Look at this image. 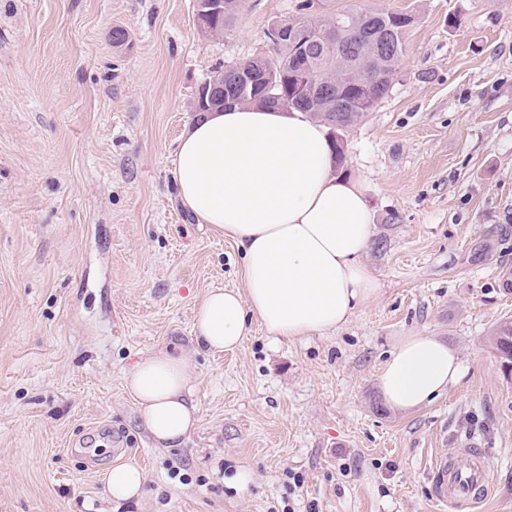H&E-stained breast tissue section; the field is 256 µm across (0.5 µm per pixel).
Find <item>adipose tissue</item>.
Masks as SVG:
<instances>
[{"instance_id":"obj_1","label":"adipose tissue","mask_w":512,"mask_h":512,"mask_svg":"<svg viewBox=\"0 0 512 512\" xmlns=\"http://www.w3.org/2000/svg\"><path fill=\"white\" fill-rule=\"evenodd\" d=\"M174 165L182 206L242 253L243 290L210 289L195 310L197 347L235 349L256 322L278 339L324 333L377 293L363 261L373 235L366 189L335 173L327 131L305 112L233 104L203 113L182 135ZM193 356L150 351L128 371L157 447H179L197 426ZM460 374L455 348L413 334L395 343L378 389L390 408L412 411Z\"/></svg>"}]
</instances>
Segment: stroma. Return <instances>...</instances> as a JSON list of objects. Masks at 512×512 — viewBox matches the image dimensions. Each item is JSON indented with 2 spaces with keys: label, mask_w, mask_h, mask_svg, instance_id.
Listing matches in <instances>:
<instances>
[{
  "label": "stroma",
  "mask_w": 512,
  "mask_h": 512,
  "mask_svg": "<svg viewBox=\"0 0 512 512\" xmlns=\"http://www.w3.org/2000/svg\"><path fill=\"white\" fill-rule=\"evenodd\" d=\"M297 2L247 0L210 36L196 0H0V512H442L428 466L469 433L493 480L479 512H512V371L492 336L512 320V0H320L418 17L387 97L339 138L379 290L334 331L256 323L198 352L183 446L140 427L131 365L191 346L205 292L243 285L238 249L176 196L195 91L270 54ZM416 333L463 372L399 412L377 377ZM124 462L146 483L118 502L105 474Z\"/></svg>",
  "instance_id": "35a3bbf8"
}]
</instances>
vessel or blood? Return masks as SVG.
Returning <instances> with one entry per match:
<instances>
[{"label":"vessel or blood","mask_w":512,"mask_h":512,"mask_svg":"<svg viewBox=\"0 0 512 512\" xmlns=\"http://www.w3.org/2000/svg\"><path fill=\"white\" fill-rule=\"evenodd\" d=\"M437 503L450 512H473L491 492L490 473L474 439L436 456L429 468Z\"/></svg>","instance_id":"1"}]
</instances>
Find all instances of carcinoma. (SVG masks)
Masks as SVG:
<instances>
[{
	"mask_svg": "<svg viewBox=\"0 0 512 512\" xmlns=\"http://www.w3.org/2000/svg\"><path fill=\"white\" fill-rule=\"evenodd\" d=\"M246 0H234V5L223 15L211 18L205 31L224 33L237 15L245 8ZM417 22L416 15L409 12H381L370 15L339 13L328 16L303 14L299 21V33L283 37L272 44V57L264 58L270 68V80L256 82L251 86L237 83L236 73L242 68H258V58L226 65L213 72L224 78V88L229 91L227 100L236 103L273 104L271 95H277L280 106L296 108L313 119L322 122L332 138L338 132L358 121L371 111L388 94L391 80L389 73H396L406 46V35ZM343 32L342 39L352 45L358 38L376 37L378 57L366 63L354 62L336 49V43L323 49L313 58V64L302 70L298 67L303 49L313 48V38L322 35L330 37ZM315 84H326L332 91V99L342 106L317 109L307 101L304 89ZM493 345L504 368H512V321L500 323L493 332Z\"/></svg>",
	"mask_w": 512,
	"mask_h": 512,
	"instance_id": "obj_1",
	"label": "carcinoma"
}]
</instances>
